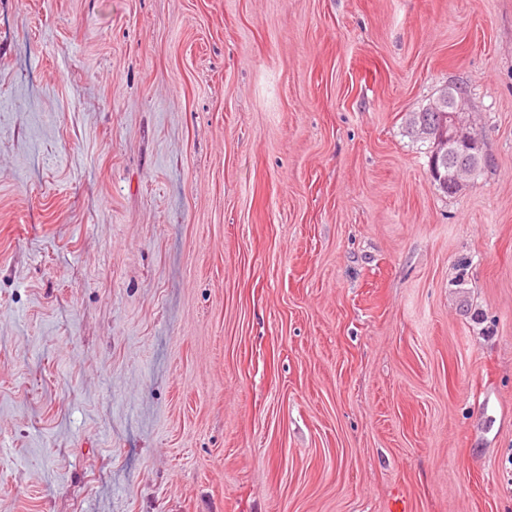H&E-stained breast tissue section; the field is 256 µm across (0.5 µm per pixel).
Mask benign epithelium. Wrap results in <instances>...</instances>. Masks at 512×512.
<instances>
[{"instance_id":"obj_1","label":"benign epithelium","mask_w":512,"mask_h":512,"mask_svg":"<svg viewBox=\"0 0 512 512\" xmlns=\"http://www.w3.org/2000/svg\"><path fill=\"white\" fill-rule=\"evenodd\" d=\"M468 109L465 95L448 93L444 88L430 101L426 111L437 113V123H420L414 134L431 144L435 162H445L452 155L463 161L454 174L452 189L462 188L470 179L472 168L483 157V139L461 118Z\"/></svg>"}]
</instances>
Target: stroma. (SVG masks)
I'll return each mask as SVG.
<instances>
[{
  "label": "stroma",
  "instance_id": "1",
  "mask_svg": "<svg viewBox=\"0 0 512 512\" xmlns=\"http://www.w3.org/2000/svg\"><path fill=\"white\" fill-rule=\"evenodd\" d=\"M397 495L512 512V0H0V512ZM448 88L465 92L461 87L457 86L443 88L430 101L426 107V112H423L425 110L423 109L420 112H414L412 114V116H420L422 114L427 115L429 113L439 112L437 115V123H420L414 127L415 136L417 138H423L431 145L416 140L413 137L410 131L411 116L406 122L405 132L416 143L420 142L421 146L426 145L429 150L428 153H432L433 150L435 163L447 161L448 154L466 163V165H460L455 171L452 191L445 190L439 181H434L443 192L452 194L456 192L453 190L462 188L481 168L483 163V139L461 118L462 112H466L468 109V100L465 95L459 92L448 94ZM476 164L478 165L474 168L471 176L472 168Z\"/></svg>",
  "mask_w": 512,
  "mask_h": 512
}]
</instances>
